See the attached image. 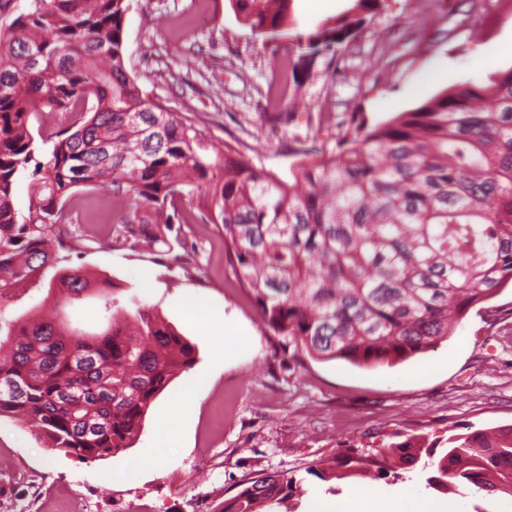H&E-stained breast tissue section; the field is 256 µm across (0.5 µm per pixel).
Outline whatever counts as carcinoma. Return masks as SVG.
Here are the masks:
<instances>
[{"label": "carcinoma", "instance_id": "obj_1", "mask_svg": "<svg viewBox=\"0 0 512 512\" xmlns=\"http://www.w3.org/2000/svg\"><path fill=\"white\" fill-rule=\"evenodd\" d=\"M380 0L295 29L292 0H231L266 38L292 39L281 64L288 95L273 119L294 118L302 67L355 38ZM130 0H31L0 28V298L71 250L63 225L75 188L109 187L126 212L112 239L173 251L181 209L207 188L208 222L260 317L291 357L389 364L451 336L469 310L512 281V68L487 83L442 92L411 112L303 160L282 180L230 145L207 154V135L182 112L147 97L126 69ZM63 127L32 128L36 110ZM27 214L14 196L21 183ZM106 327L86 334L54 317L0 312V417L23 418L51 447L96 459L131 447L150 407L195 362L196 346L147 306L129 320L112 291L74 269L49 286L60 310L90 292ZM426 484L512 499V427L452 436L447 446L408 438L387 452L347 448L307 474L322 482L416 466ZM301 480L274 472L244 483L218 512H269Z\"/></svg>", "mask_w": 512, "mask_h": 512}]
</instances>
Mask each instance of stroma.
Here are the masks:
<instances>
[{
    "label": "stroma",
    "mask_w": 512,
    "mask_h": 512,
    "mask_svg": "<svg viewBox=\"0 0 512 512\" xmlns=\"http://www.w3.org/2000/svg\"><path fill=\"white\" fill-rule=\"evenodd\" d=\"M289 42L252 33L230 0H131L125 19L127 71L152 99L193 117L211 144L231 145L259 171L287 177L302 143L355 137L398 113L465 83L512 68V0H381L359 35L335 60L318 58L293 121L271 122L273 76ZM74 235L96 244L62 255L36 283L5 303V316L37 318L52 309L47 288L62 270L112 284L128 312L139 305L197 348L196 362L158 396L132 448L93 461L52 448L14 417L0 418V512H66L62 488L82 483L87 512H218L240 484L261 472L301 479L295 512L345 496L357 486L394 497L416 495L461 512H501L502 501L455 490L437 492L415 469L403 479L343 480L328 487L306 470L347 448L376 453L420 436L444 441L465 430L512 426V283L469 310L454 334L432 350L390 365L342 359L295 363L263 324L253 296L224 256L217 225L203 223L210 200L186 202L199 217L187 248L148 253L112 241L116 212L107 190L70 200ZM197 304L206 322L185 309ZM182 411L179 433L161 438L160 422ZM223 416L224 428L210 424ZM139 470H130L133 459Z\"/></svg>",
    "instance_id": "35a3bbf8"
}]
</instances>
